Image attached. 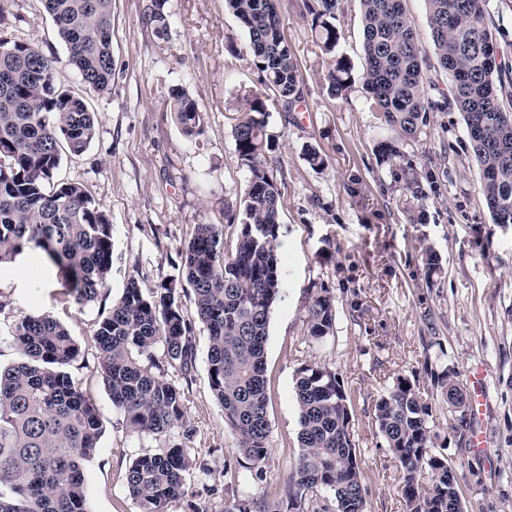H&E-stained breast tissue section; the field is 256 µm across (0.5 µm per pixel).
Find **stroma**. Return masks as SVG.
I'll list each match as a JSON object with an SVG mask.
<instances>
[{
	"mask_svg": "<svg viewBox=\"0 0 512 512\" xmlns=\"http://www.w3.org/2000/svg\"><path fill=\"white\" fill-rule=\"evenodd\" d=\"M276 2L308 109L274 112L268 122L276 145L268 161L286 177L281 292L265 345L271 453L262 479L239 489L258 495L288 482L300 452L296 372L325 364L350 399L367 512H406L395 460L374 417L377 400L400 377L416 381L431 403L436 451L454 467L470 512H512V224L492 220L463 118L453 110L431 113L418 141L406 148L418 172L435 180L424 220L414 221L403 208L401 182L375 152L378 142L399 134L366 102L359 0H341L337 13L336 54L351 63L355 78L343 99L327 92V58L302 15V0ZM150 5L112 0V83L102 93L64 64L66 49L41 0H11L8 16L10 37L60 57L56 84L83 96L96 120L87 150L63 153L57 179L83 186L109 214L114 248L106 288L81 306L40 252L25 251L0 266V366L20 358L9 332L23 315L52 316L80 347L70 372L96 404L103 427L84 463L90 512H137L126 470L138 455L163 446L132 433L113 406L96 370L97 321L130 278L148 290L176 275L179 250L194 225L219 224L225 239L236 237L248 179L232 136L236 95L261 86L246 55L247 32L224 0H167L169 26L162 33L148 19ZM176 86L205 114L203 147L182 133L167 106ZM310 145L326 157L325 169L307 163ZM428 249L441 265L432 276L422 262ZM321 287L335 296L337 318L334 334L317 341L307 334L306 309L312 290ZM196 345L194 380L185 389L195 429L193 466L169 512H191L194 503L222 512L224 466L238 455L208 384L204 328L196 330ZM475 364L487 372V446L465 452L453 431L461 414L435 380L448 371L467 387Z\"/></svg>",
	"mask_w": 512,
	"mask_h": 512,
	"instance_id": "obj_1",
	"label": "stroma"
}]
</instances>
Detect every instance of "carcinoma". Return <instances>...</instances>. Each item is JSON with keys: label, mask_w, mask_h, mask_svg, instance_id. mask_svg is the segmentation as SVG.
Listing matches in <instances>:
<instances>
[{"label": "carcinoma", "mask_w": 512, "mask_h": 512, "mask_svg": "<svg viewBox=\"0 0 512 512\" xmlns=\"http://www.w3.org/2000/svg\"><path fill=\"white\" fill-rule=\"evenodd\" d=\"M341 0H304L310 29L331 59L327 91L347 94L350 63L336 57ZM363 26L364 86L369 108L414 140L430 113L456 109L466 125L481 188L495 223H512V73L497 60L487 0H425L434 53L451 78L440 89L429 76L403 0H359ZM67 62L96 92L112 83V0H42ZM245 27L251 64L263 88L244 90L233 128L240 165L248 173L241 228L231 242L216 224H196L179 250V276L144 291L128 280L94 334L98 372L127 427L163 438L157 453L139 455L125 482L139 512H168L192 468L187 442L194 428L184 388L168 371L192 382L196 324L208 332V381L224 422L254 480L269 455L265 342L270 311L281 290L278 257L285 182L268 166L275 150L267 133L270 112H293L302 102V71L281 36L274 0H225ZM59 59L24 40L0 35V265L24 249L41 251L70 285L74 301L97 300L112 268V224L103 205L78 184L56 181L61 151L83 153L95 136L84 99L54 81ZM167 106L184 134L203 145L204 117L182 87ZM376 153L400 171L405 209L424 217L428 191L401 148L381 142ZM266 229L263 244L249 226ZM190 288L195 317L185 315ZM307 333H334L336 303L326 288L313 293ZM10 337L21 357L0 367V512H89L83 462L102 435L96 406L68 367L80 354L69 331L50 316L25 315ZM455 406L463 394L452 375L437 378ZM300 453L295 474L272 493L232 495L224 512H366V495L351 433L349 398L336 371L306 365L296 375ZM431 407L419 386L399 378L375 404L380 434L400 473L408 512H468L448 459L433 452ZM431 482L421 483L424 474Z\"/></svg>", "instance_id": "obj_1"}]
</instances>
